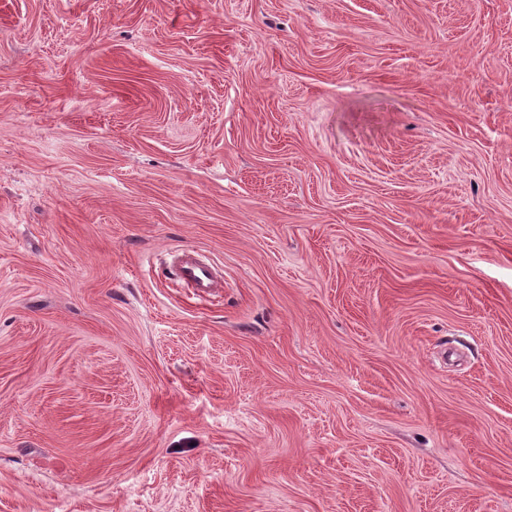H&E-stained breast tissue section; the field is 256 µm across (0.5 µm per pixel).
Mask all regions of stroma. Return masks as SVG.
<instances>
[{
  "mask_svg": "<svg viewBox=\"0 0 512 512\" xmlns=\"http://www.w3.org/2000/svg\"><path fill=\"white\" fill-rule=\"evenodd\" d=\"M0 512H512V0H0ZM175 274L201 295H210L219 288L213 265L196 250H181L177 254Z\"/></svg>",
  "mask_w": 512,
  "mask_h": 512,
  "instance_id": "35a3bbf8",
  "label": "stroma"
}]
</instances>
